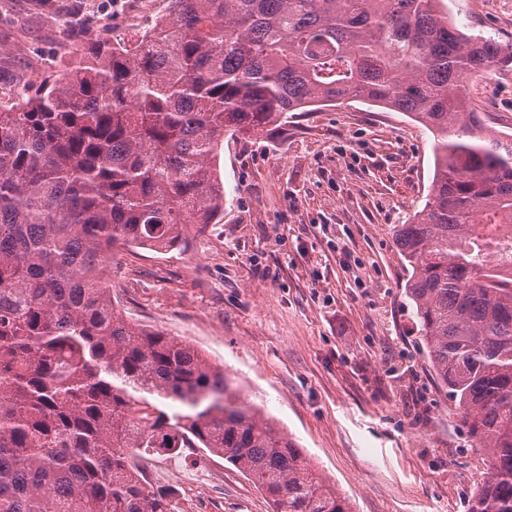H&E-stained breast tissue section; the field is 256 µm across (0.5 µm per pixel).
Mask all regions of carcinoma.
<instances>
[{
	"mask_svg": "<svg viewBox=\"0 0 512 512\" xmlns=\"http://www.w3.org/2000/svg\"><path fill=\"white\" fill-rule=\"evenodd\" d=\"M440 2L169 0L167 39L91 40L40 93L0 97V512H171L134 459L181 448L224 458L271 512H352L223 368L128 322L103 278L113 248L168 251L223 213L225 134L347 100L433 136L428 199L396 230L406 295L486 457L469 512H512V141L467 111L469 79L512 47Z\"/></svg>",
	"mask_w": 512,
	"mask_h": 512,
	"instance_id": "1",
	"label": "carcinoma"
}]
</instances>
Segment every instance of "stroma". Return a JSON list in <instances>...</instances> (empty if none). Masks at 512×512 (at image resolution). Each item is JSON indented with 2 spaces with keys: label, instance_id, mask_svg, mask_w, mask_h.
Returning <instances> with one entry per match:
<instances>
[{
  "label": "stroma",
  "instance_id": "stroma-1",
  "mask_svg": "<svg viewBox=\"0 0 512 512\" xmlns=\"http://www.w3.org/2000/svg\"><path fill=\"white\" fill-rule=\"evenodd\" d=\"M441 7L512 44V0ZM142 30L115 0H0V97L55 79L91 37ZM471 99L489 133L512 136V64L474 78ZM214 167L223 214L169 251L115 248L113 301L235 376L354 512H468L485 460L428 362L395 239L430 190V133L350 101L225 137ZM161 469L174 512H271L222 458L187 450Z\"/></svg>",
  "mask_w": 512,
  "mask_h": 512
}]
</instances>
